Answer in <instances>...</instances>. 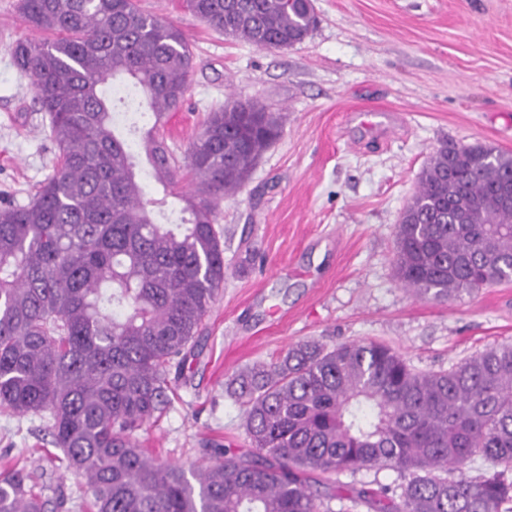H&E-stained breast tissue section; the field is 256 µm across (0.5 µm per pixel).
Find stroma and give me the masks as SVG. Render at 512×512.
I'll use <instances>...</instances> for the list:
<instances>
[{
    "label": "stroma",
    "instance_id": "obj_1",
    "mask_svg": "<svg viewBox=\"0 0 512 512\" xmlns=\"http://www.w3.org/2000/svg\"><path fill=\"white\" fill-rule=\"evenodd\" d=\"M194 52L185 104L166 143L184 157L208 112L235 97L280 113L278 139L219 206L224 290L140 441L161 459L201 463L217 442L249 450L232 379L314 341L385 343L421 371L512 344V282L449 301L416 297L394 271L395 228L430 153L489 143L512 153V0H313L301 44L265 51L208 28L180 0H138ZM18 0H0V204L27 205L56 149L11 45L29 36ZM39 413H0V465L23 458L87 512L81 479Z\"/></svg>",
    "mask_w": 512,
    "mask_h": 512
}]
</instances>
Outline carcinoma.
<instances>
[{
	"label": "carcinoma",
	"instance_id": "cac0c4a2",
	"mask_svg": "<svg viewBox=\"0 0 512 512\" xmlns=\"http://www.w3.org/2000/svg\"><path fill=\"white\" fill-rule=\"evenodd\" d=\"M212 30L259 49L303 42L308 0H182ZM38 34L11 46L58 150L24 206L0 205V411L48 415L65 468L91 512H502L512 502V345L446 371L412 369L392 347L300 343L235 379L252 451L215 444L186 468L141 448L135 432L171 406L202 321L224 286V197L240 190L280 134V116L229 99L209 113L185 161L164 145L194 68L182 30L136 0H19ZM136 106L154 179L186 198L156 221L138 162L115 133L104 87ZM512 154L491 144L430 154L396 225L395 274L419 296L455 299L512 281ZM481 458L488 467L444 473ZM392 468L401 482L343 497L315 475ZM37 477L0 470V512H61ZM347 500L335 511L332 501Z\"/></svg>",
	"mask_w": 512,
	"mask_h": 512
}]
</instances>
